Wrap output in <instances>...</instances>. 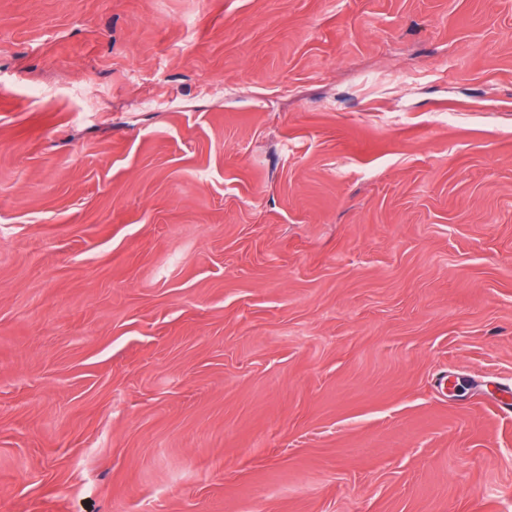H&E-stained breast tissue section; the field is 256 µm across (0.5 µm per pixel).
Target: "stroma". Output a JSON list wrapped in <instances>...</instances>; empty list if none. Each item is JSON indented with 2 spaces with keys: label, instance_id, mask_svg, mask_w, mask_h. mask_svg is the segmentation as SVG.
Segmentation results:
<instances>
[{
  "label": "stroma",
  "instance_id": "obj_1",
  "mask_svg": "<svg viewBox=\"0 0 512 512\" xmlns=\"http://www.w3.org/2000/svg\"><path fill=\"white\" fill-rule=\"evenodd\" d=\"M507 404L512 0H0V512H512Z\"/></svg>",
  "mask_w": 512,
  "mask_h": 512
}]
</instances>
